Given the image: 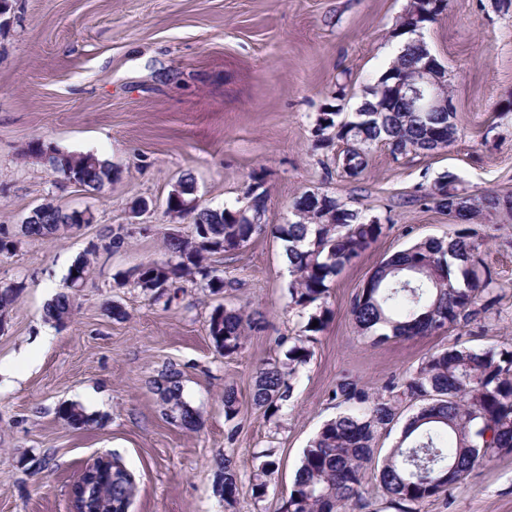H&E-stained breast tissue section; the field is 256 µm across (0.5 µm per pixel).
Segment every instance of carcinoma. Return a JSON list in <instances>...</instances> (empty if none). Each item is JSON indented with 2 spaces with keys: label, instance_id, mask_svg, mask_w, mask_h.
Instances as JSON below:
<instances>
[{
  "label": "carcinoma",
  "instance_id": "cac0c4a2",
  "mask_svg": "<svg viewBox=\"0 0 512 512\" xmlns=\"http://www.w3.org/2000/svg\"><path fill=\"white\" fill-rule=\"evenodd\" d=\"M417 46L407 42L394 59L398 69L410 67ZM375 98L365 100L364 111L350 115L358 132L347 135L338 112H322L316 120L315 148L338 141L341 171L349 177L362 175L369 166L372 145L382 143L394 157L424 147L430 127L445 121L443 112H402L389 102L390 112H370ZM27 155L44 158L63 178L98 191L112 182V167L97 155L60 153L39 140L28 144ZM246 204L220 209L197 204L194 179L187 175L169 194L167 211L186 213L193 223L188 238H165L168 259L148 260L128 272L134 285L151 293L154 301H171V289L192 281L213 294H233L238 281L208 263L217 253L233 254L266 230L281 241L288 261V307L304 311L325 303L330 284L341 272L375 244L386 225L347 208L337 198L326 196V210L306 218L294 215L286 224H251L249 219L265 211L267 188L264 178L251 176L244 191ZM90 223L82 213L51 202L33 209L28 223L15 230L0 225V255L12 254L22 239L54 242L61 227ZM131 231L123 226L100 237L104 252H118L128 244ZM494 236L477 238L458 233L445 241L421 240L383 259L373 270L351 303L356 326L379 347L419 335L445 333L480 320L499 302L495 279L483 266L482 249ZM95 249L85 250L70 267L67 291L57 294L44 309L46 320L63 327L73 314L70 290L85 284ZM24 289L23 283L0 288V321L8 317ZM266 316L245 304L218 306L209 318V336L215 348L230 356L242 347L246 333L261 330ZM309 336L281 338L288 345L284 358L273 359L258 369L251 393L255 408L265 415L277 413L292 396V375L312 355ZM182 372L167 369L148 381L163 414L182 429L195 432L200 423L183 396ZM407 395L420 402L402 429L399 440L382 463L372 469L378 433L400 417L398 407L381 393L371 394L355 382H343L335 396L347 408L327 421L303 451L284 512H343L352 501L367 507L363 493L374 478L397 512H412L411 505L448 495L477 467L501 456L512 455V351L470 349L454 344L429 356L406 383ZM57 414L73 428L95 423L84 407L75 403L58 406ZM239 414L237 392L224 388V418L233 422ZM276 461L266 460L254 474L252 491L260 496L266 477ZM224 503L236 499L239 477L233 458L224 456L217 473ZM136 492L132 475L119 458L112 472L102 474L94 489L96 512H128Z\"/></svg>",
  "mask_w": 512,
  "mask_h": 512
}]
</instances>
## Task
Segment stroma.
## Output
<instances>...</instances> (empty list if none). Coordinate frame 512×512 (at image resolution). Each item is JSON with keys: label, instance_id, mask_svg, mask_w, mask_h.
Here are the masks:
<instances>
[{"label": "stroma", "instance_id": "35a3bbf8", "mask_svg": "<svg viewBox=\"0 0 512 512\" xmlns=\"http://www.w3.org/2000/svg\"><path fill=\"white\" fill-rule=\"evenodd\" d=\"M410 0H13L0 17V224L20 225L37 205L88 210L90 224L56 242L26 239L0 256V286L25 288L0 332V512H70L69 489L98 455L120 456L137 491L129 512H281L304 448L337 413L343 379L395 400L402 418L382 433L376 457L396 444L417 409L406 379L431 354L454 343L512 350V224H464L445 212L399 201L419 184L454 173L465 193L512 197V6L498 0H449L423 38L446 67L457 140L434 155L393 158L371 149L357 178L337 168L332 149L314 146L318 113L350 114L389 67L401 41L394 29ZM63 153L96 154L115 176L98 191L65 182L42 159L25 156L32 140ZM269 187L267 224L292 217L296 196L324 192L386 224L385 234L332 283L310 361L276 415L251 405L254 376L282 356L277 342L301 333L307 318L288 306L290 273L279 240L264 233L214 264L240 283L237 296L265 312L237 354L212 344L208 321L220 297L192 283L171 306L153 302L124 273L164 260L163 239L190 235L189 220L166 212L184 174L201 206H236L253 173ZM133 225L128 246L91 263L73 294L66 326L44 317L43 285L65 286L89 241ZM469 229L495 234L485 256L503 297L489 328L471 325L380 347L355 327L350 304L384 258L428 237ZM127 310L112 319L110 301ZM182 372L198 432L166 419L146 382L167 368ZM240 400L237 431L224 418V389ZM74 402L96 424L73 428L56 409ZM49 456L31 474V457ZM232 456L239 492L225 505L214 492L223 456ZM276 469L263 496L252 476L266 457ZM414 512H512V455L476 469L447 497Z\"/></svg>", "mask_w": 512, "mask_h": 512}]
</instances>
